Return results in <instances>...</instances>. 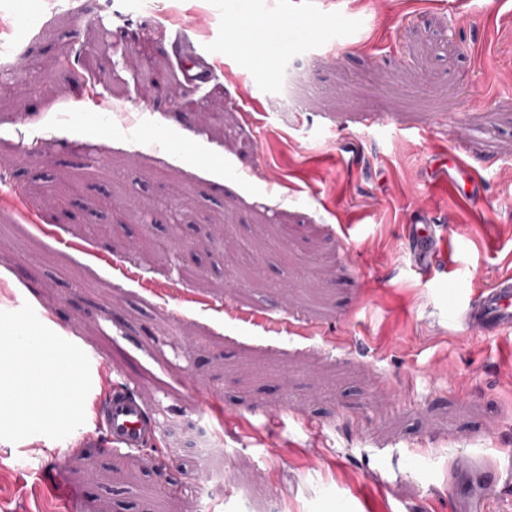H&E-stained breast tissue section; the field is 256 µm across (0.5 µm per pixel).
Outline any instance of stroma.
<instances>
[{
	"label": "stroma",
	"mask_w": 512,
	"mask_h": 512,
	"mask_svg": "<svg viewBox=\"0 0 512 512\" xmlns=\"http://www.w3.org/2000/svg\"><path fill=\"white\" fill-rule=\"evenodd\" d=\"M141 12L0 0V190L22 200L0 197V336L23 299L70 364L95 358L76 419H0V512H59L71 490L76 512H199L174 479L187 417L224 462L209 512H461L464 455L501 470L488 512H512V334L452 317L512 274V0H276L261 17L154 0L137 68L110 42ZM177 28L200 31L211 75ZM138 70L157 81L148 112ZM439 152L479 197L430 195ZM426 218L450 244L424 277L405 227ZM114 383L156 418L147 446L95 431Z\"/></svg>",
	"instance_id": "35a3bbf8"
}]
</instances>
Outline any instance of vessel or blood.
<instances>
[{"instance_id": "vessel-or-blood-1", "label": "vessel or blood", "mask_w": 512, "mask_h": 512, "mask_svg": "<svg viewBox=\"0 0 512 512\" xmlns=\"http://www.w3.org/2000/svg\"><path fill=\"white\" fill-rule=\"evenodd\" d=\"M171 43L187 50L190 57L203 56V44L193 32L180 29L169 34ZM409 248L416 269L428 270L446 245L444 235L429 231L427 227L410 225ZM457 319L472 330H489L498 335L512 333V278L497 280L488 291L465 306ZM95 427L110 443L125 448H140L156 436L157 424L147 412L141 399L129 388L112 387L103 397ZM461 481L453 483L457 498L464 500L474 512H485V505L495 493L501 479L500 470L475 457H468Z\"/></svg>"}]
</instances>
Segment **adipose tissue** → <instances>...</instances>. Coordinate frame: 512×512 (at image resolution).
I'll use <instances>...</instances> for the list:
<instances>
[{"instance_id":"adipose-tissue-1","label":"adipose tissue","mask_w":512,"mask_h":512,"mask_svg":"<svg viewBox=\"0 0 512 512\" xmlns=\"http://www.w3.org/2000/svg\"><path fill=\"white\" fill-rule=\"evenodd\" d=\"M21 361L17 370L0 369V415L13 416L24 408L37 410L38 421L65 420L77 412V384L66 359L49 345L38 351L10 344L0 347V356Z\"/></svg>"}]
</instances>
